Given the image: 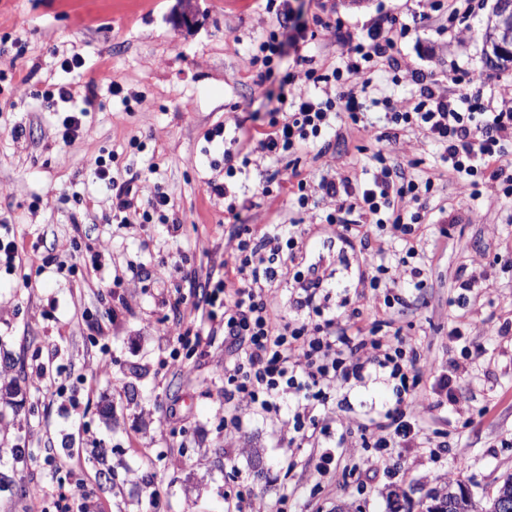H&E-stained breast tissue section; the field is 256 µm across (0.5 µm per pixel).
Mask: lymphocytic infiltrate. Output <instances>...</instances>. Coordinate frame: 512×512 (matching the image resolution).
<instances>
[{"label":"lymphocytic infiltrate","mask_w":512,"mask_h":512,"mask_svg":"<svg viewBox=\"0 0 512 512\" xmlns=\"http://www.w3.org/2000/svg\"><path fill=\"white\" fill-rule=\"evenodd\" d=\"M407 31V25L393 21L385 27L373 26L365 40L346 39L343 64L331 74L307 69L306 78L313 84L335 82V95L301 96L280 105L267 130L257 134L255 152L276 162L283 153L302 146L318 143L329 148L337 120L344 116L357 120L363 108L350 81L384 60L418 87L407 106L384 98L390 123L420 130L437 143L449 175L470 196L490 191L511 198L512 97L490 111L479 97L468 92L451 95L427 81L394 54ZM373 159L372 176L364 184L325 176L316 190L334 205L327 223L336 225L348 245L358 246L370 288L382 290L385 307H403L409 302V289L426 287L424 270L414 265L404 273L388 266L384 248L371 246L370 237L376 230L387 233L401 241L406 257L417 258V231L424 215L408 211L407 206L418 202L422 189L432 188L433 181L406 177L400 167L387 163L383 153H375ZM93 173L111 192L115 213L136 212L147 222L152 213L169 204L161 191L141 198L136 179L115 178L104 157L95 159ZM352 213L358 215V222L349 221ZM303 235L299 224H269L260 232L239 237L231 264L225 265L222 277L209 281L177 343L203 347L223 336L229 354L224 362V404L230 412L225 428H239L241 407L277 419L288 403L292 406L287 440L291 448L318 444L327 430L322 414L337 388L363 381L368 368L388 370L397 382V399L382 420L373 423L363 445L380 453L411 447L417 435L406 416L417 405L416 389L432 363H421L399 332L388 331L386 321L365 328L358 308L332 305L328 275L298 269ZM405 275L410 281L404 290L399 281ZM280 277L288 280L300 318L285 320L265 296L266 284Z\"/></svg>","instance_id":"f902f5d3"}]
</instances>
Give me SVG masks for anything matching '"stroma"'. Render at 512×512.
<instances>
[{
    "label": "stroma",
    "mask_w": 512,
    "mask_h": 512,
    "mask_svg": "<svg viewBox=\"0 0 512 512\" xmlns=\"http://www.w3.org/2000/svg\"><path fill=\"white\" fill-rule=\"evenodd\" d=\"M496 0H472L466 23L449 21L426 0H289L294 23L307 41L286 44L273 75L260 79L255 45L278 25L266 0H0V239L23 249L14 271L0 264V359L9 358L26 395L17 409L0 411V473L12 487L0 490V512H54L55 488L91 500L95 512H226L228 495L241 493L262 512H388L392 491L418 502L460 466L458 481L478 512L512 476V335L495 336L491 323L512 318V267L495 260L512 248V199L462 194L442 168L439 150L416 130L400 132L386 154L406 174L432 178L425 197L429 228L421 247L426 288L406 307L387 310L409 345L439 364L459 358L448 337L463 326L482 352L458 379L449 406L436 378L425 374L418 406L407 420L420 437L443 433L439 452L409 448L379 455L362 445L360 423L392 406L395 382L352 383L335 392L330 411L350 418L346 447L330 472L318 474V451L285 448V428L240 409V430L224 432V348L201 354L174 346L179 332L162 298L169 281L153 278L161 266L178 267L187 302L198 299L207 275H222L237 244L230 233L246 224L305 223L303 255L330 273L333 300L349 298L374 320L373 292L360 279L361 256L325 224L330 201L312 195L299 209L288 177L298 171L308 186L326 174L367 181L376 134L388 132L381 98L411 102L416 87L381 65L370 74L373 101L363 107L369 134L351 121L337 129L329 151L287 154L279 174L261 187L252 155L234 182L246 202L224 210L213 185L224 181L222 140L205 133L223 126L250 153L256 129L276 106L280 81L292 74V94L314 93L298 56L319 71L339 62L341 31L365 39L375 22L397 17L412 32L396 51L429 79L449 69L483 72L479 93L488 108L512 94V68H491L485 31ZM191 11L192 25L179 22ZM85 60L67 73L61 62ZM106 78L95 91L96 71ZM70 84L74 99L47 104L35 90ZM92 105H85L86 95ZM87 108L78 138L57 135L60 113ZM111 157L115 175L138 173L142 194L167 193L164 220L120 224L112 201L92 173L98 156ZM455 222L441 237L440 213ZM181 226L170 237L166 224ZM53 259L42 267V257ZM483 273L482 290L459 309V275ZM44 368L63 395L37 385ZM34 449L37 461L17 471L11 448ZM112 470V487L100 488L99 470ZM30 493L18 497L14 486Z\"/></svg>",
    "instance_id": "stroma-1"
}]
</instances>
